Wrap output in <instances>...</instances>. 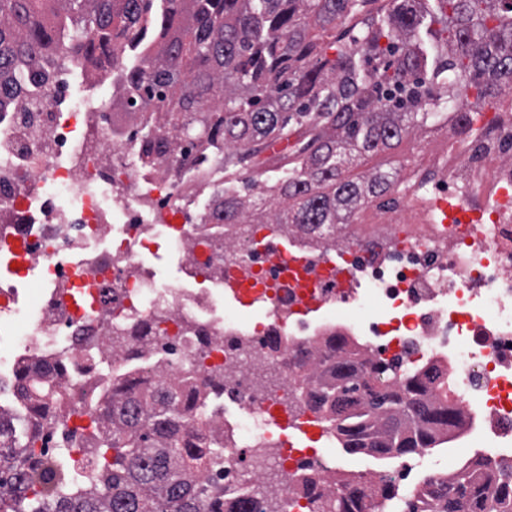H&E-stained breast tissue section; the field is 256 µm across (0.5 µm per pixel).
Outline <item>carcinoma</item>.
<instances>
[{"label":"carcinoma","mask_w":512,"mask_h":512,"mask_svg":"<svg viewBox=\"0 0 512 512\" xmlns=\"http://www.w3.org/2000/svg\"><path fill=\"white\" fill-rule=\"evenodd\" d=\"M312 25L327 40L309 37ZM134 47L145 64L130 61ZM68 49L82 69L124 66L133 91L125 107L155 116L142 124L140 168L195 152L227 171L283 143L260 162L272 184H246L260 189L264 209L249 212L228 177L212 195L215 217L321 235L396 186L387 171L346 176L352 153L391 148L444 120L460 97L467 108L453 113L454 126L471 142L482 136V110L512 93V0H0V103L27 94L23 70L48 81ZM335 350L336 363L301 379L298 392L346 453L403 459L448 442L457 414L431 393L440 369L383 377L359 349ZM63 366L15 371L25 404L21 425L0 421V512H246L240 501L203 499L196 485V473L224 457L205 437L179 440L192 393L116 380L79 428L57 389L37 381ZM51 435L91 449L100 468L78 481L57 455L33 460ZM302 489L313 512H366L357 481L334 490L305 477ZM424 509L512 512V483L475 460L438 483Z\"/></svg>","instance_id":"cac0c4a2"}]
</instances>
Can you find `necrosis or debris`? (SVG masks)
<instances>
[{
    "instance_id": "necrosis-or-debris-1",
    "label": "necrosis or debris",
    "mask_w": 512,
    "mask_h": 512,
    "mask_svg": "<svg viewBox=\"0 0 512 512\" xmlns=\"http://www.w3.org/2000/svg\"><path fill=\"white\" fill-rule=\"evenodd\" d=\"M74 71H53L27 102L0 109V249L22 265L0 278V328H19L0 358V397L21 360L62 359L63 390L88 409L110 396L112 375L151 382L189 378L203 389L224 371L223 400L182 418L181 436L203 430L224 446V470L198 476L258 512H308L296 481L330 482L340 472L331 446L300 449L262 413L280 407L297 373L333 355L332 340L369 352L380 369L447 365L466 422L454 450L431 467L443 480L474 451L512 472V119L491 129L476 155L439 157L417 168L425 194L457 199L447 223L415 208L355 209L333 239L296 230L276 237L263 224H221L200 195L224 185V167L190 154L165 175L136 162L140 127L114 120L126 89L96 72L98 99L76 96ZM177 263L176 279L155 261ZM252 274L246 307L257 319L228 322L225 281ZM369 297L381 316L342 314ZM144 322L154 341L112 347ZM282 376L283 392L259 390L260 373ZM250 428L224 426L226 404Z\"/></svg>"
}]
</instances>
